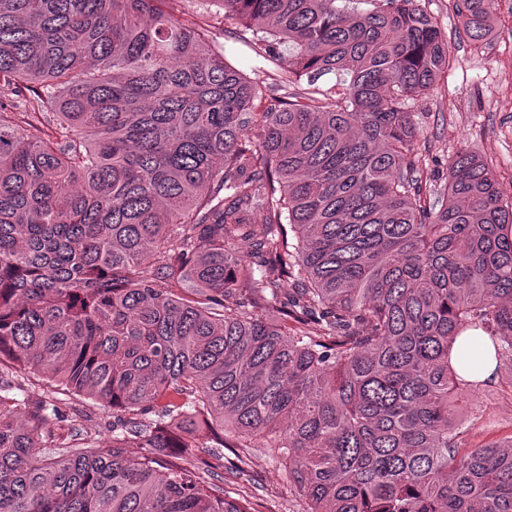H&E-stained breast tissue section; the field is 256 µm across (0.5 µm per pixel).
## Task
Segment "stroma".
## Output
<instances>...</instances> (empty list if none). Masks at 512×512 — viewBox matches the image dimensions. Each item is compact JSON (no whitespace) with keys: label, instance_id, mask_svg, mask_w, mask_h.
Returning a JSON list of instances; mask_svg holds the SVG:
<instances>
[{"label":"stroma","instance_id":"obj_1","mask_svg":"<svg viewBox=\"0 0 512 512\" xmlns=\"http://www.w3.org/2000/svg\"><path fill=\"white\" fill-rule=\"evenodd\" d=\"M424 9L438 22L451 46L453 62L434 91L412 106L423 130L418 153L422 163L435 174H444L448 160L458 150L476 151L491 167L504 187L512 186V0H485L493 28L483 42L468 38L454 0H422ZM209 40L227 61L265 86L275 84V71L252 51L243 27L225 19L223 9L212 7L206 18ZM30 396L62 399L76 410L89 412L83 431L103 434L113 420L112 411L94 401L57 396L52 388L27 371H19ZM471 425L464 435L468 444H487L512 439V369L502 368L495 379L462 402ZM254 484L229 476L225 466L236 459L225 449L224 463L214 469L229 491L254 497L263 512H299L287 474L266 449L246 453Z\"/></svg>","mask_w":512,"mask_h":512}]
</instances>
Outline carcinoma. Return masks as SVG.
Returning <instances> with one entry per match:
<instances>
[{"label": "carcinoma", "mask_w": 512, "mask_h": 512, "mask_svg": "<svg viewBox=\"0 0 512 512\" xmlns=\"http://www.w3.org/2000/svg\"><path fill=\"white\" fill-rule=\"evenodd\" d=\"M209 1L308 89L267 98L179 0H0V512H255L194 449L258 447L302 512H512L450 362L474 329L512 367V195L461 149L432 199L409 110L448 37L420 0ZM28 371L29 370L24 371L18 369L19 377L17 378L19 381H25L26 387L29 389L28 394L30 396L33 398H45L46 400H55L58 398L61 399L63 403H66L61 404L64 409L68 410V407H72L76 410L87 411L90 413V419L88 418V420L85 421L81 420V424H83V432L90 436H103V433L110 434L106 432L105 425L112 423V415L117 416L116 413L112 414V409L103 407L101 404L83 397H72L57 393L53 388L46 387L41 380L36 378L33 374H30Z\"/></svg>", "instance_id": "carcinoma-1"}]
</instances>
